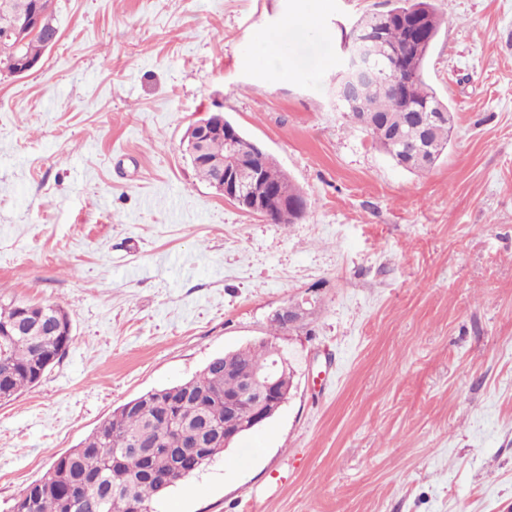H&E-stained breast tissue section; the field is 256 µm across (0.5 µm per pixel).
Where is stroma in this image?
I'll return each mask as SVG.
<instances>
[{"instance_id":"obj_1","label":"stroma","mask_w":512,"mask_h":512,"mask_svg":"<svg viewBox=\"0 0 512 512\" xmlns=\"http://www.w3.org/2000/svg\"><path fill=\"white\" fill-rule=\"evenodd\" d=\"M392 4L54 0L56 45L0 77V302L62 305L72 339L0 403V512L121 404L269 338L288 401L155 512H512V0H437L454 131L416 173L330 94L343 33ZM217 110L300 223L198 178L183 137ZM302 315V309L300 305H289L286 307L281 308L277 313L276 316L280 320L281 323L276 321L275 319L271 320V332L270 336H279L286 332V328H291L297 322H299ZM286 327V328H285Z\"/></svg>"}]
</instances>
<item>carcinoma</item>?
<instances>
[{"mask_svg":"<svg viewBox=\"0 0 512 512\" xmlns=\"http://www.w3.org/2000/svg\"><path fill=\"white\" fill-rule=\"evenodd\" d=\"M20 0H0V30L10 25ZM446 23L435 0H394L385 12L365 14L354 27H377L382 44L367 43L369 63L397 81L398 89L370 81L362 85L356 102L336 101V110L347 114L386 154L387 143L377 135V125L364 123L361 109L372 113L390 130L419 141L420 149L405 169L429 170L448 148L454 115L450 103L425 80L424 69L435 40ZM47 49L44 30L32 34L24 46L0 40V68L19 58L41 59ZM421 107L442 117L427 138L407 123L402 106ZM263 182L290 202L301 190L293 184L276 160L268 156L259 163ZM23 320L22 336L12 337L14 347L0 357V401H11L44 376L54 361L62 358L71 342V319L64 307L39 305L22 317L17 304H0V324ZM279 359L271 343L258 344L216 358L211 366L179 383V399L148 413L127 410L123 404L78 446L60 456L42 478L30 484L13 505V512H154L156 485L147 478L153 470L177 485L199 472L224 451V442L211 438L207 448H191L180 431L193 425L208 410L216 424L212 433L238 423L224 411V394L235 389V381L224 377V366L235 369L266 368Z\"/></svg>","mask_w":512,"mask_h":512,"instance_id":"obj_1","label":"carcinoma"}]
</instances>
